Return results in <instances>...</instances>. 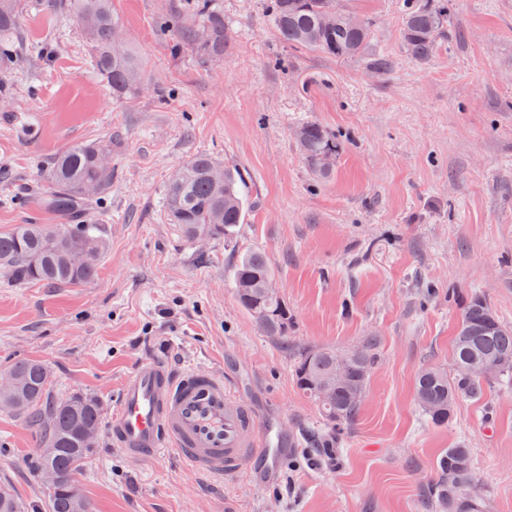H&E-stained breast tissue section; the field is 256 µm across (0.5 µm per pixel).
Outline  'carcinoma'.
Listing matches in <instances>:
<instances>
[{"label":"carcinoma","mask_w":512,"mask_h":512,"mask_svg":"<svg viewBox=\"0 0 512 512\" xmlns=\"http://www.w3.org/2000/svg\"><path fill=\"white\" fill-rule=\"evenodd\" d=\"M49 11L67 6L85 30L91 47L93 68L112 88V94L126 97L139 85L133 55L123 48L118 19L112 15L111 0H43ZM453 0H405L402 38L407 54L422 63L430 61L438 42L448 33ZM265 10L280 38L290 46L321 52L336 59L361 58L367 68L383 75L392 60L373 48L371 25H355L357 14L336 0H266ZM326 15L336 16L334 24L323 23ZM20 0H0V83L24 58ZM170 49L177 53L193 37L200 50L211 58L224 57L228 28L218 0H184L172 21ZM298 144L312 174L328 177L332 169L325 157L338 151L336 134L322 124L310 121L300 128ZM104 143H76L52 157L46 169L49 187L31 189L29 199L41 210L58 216L60 224H18L0 233V271L15 282H37L50 288L78 287L95 278L98 264L76 265L72 254L86 247L105 250L104 240L89 218V205L112 191V161ZM221 161L210 154H193L169 179L165 210L183 236L224 237L231 240L244 222L247 206L242 172L224 166V184L214 181V169ZM239 305L253 318L261 332L288 343V304L282 296L265 293L273 280L265 256L257 251L241 255L233 272ZM378 342L371 337L362 352L333 348L303 349L294 364L295 380L302 393L315 402L324 420L336 424L351 421L357 414L371 369L376 362ZM347 357L351 379L325 396L319 382L336 363ZM454 374L427 366L416 378L415 397L425 419L444 426L454 414L459 400H480L492 381L512 380V327L475 294L464 304L454 336ZM493 362L495 368L478 374L472 366ZM47 366L22 359L7 371L24 386L27 394L19 403L0 402V407L44 429L35 459L41 471L51 470L57 481L49 486L50 512H93L90 501L79 487L75 474L84 465L90 449L82 435L100 433L103 417L100 404L88 396L56 398L48 390ZM441 481L435 491L438 512H483L484 497L474 490L476 474L470 449L448 448L439 459ZM0 512H22L11 488L0 486Z\"/></svg>","instance_id":"obj_1"}]
</instances>
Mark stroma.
<instances>
[{
	"label": "stroma",
	"instance_id": "1",
	"mask_svg": "<svg viewBox=\"0 0 512 512\" xmlns=\"http://www.w3.org/2000/svg\"><path fill=\"white\" fill-rule=\"evenodd\" d=\"M403 0H353L372 24L386 75L363 61L288 46L265 0H219L231 39L215 60L194 43L171 54L166 19L181 0H112L140 84L112 94L71 13L21 0L29 51L0 102V232L50 224L27 190L79 142L112 157V192L92 221L108 243L77 288L0 276V372L44 362L52 394L86 395L111 418L143 361L222 372L259 415L296 441L274 475H193L173 455L135 461L100 432L76 480L95 512H436L445 449L470 448L478 490L512 512V383L460 400L448 425L425 421L419 370L453 372L464 300L483 296L512 326V0H456L448 36L420 64L403 46ZM334 131L331 177L316 179L296 132ZM209 153L239 168L248 210L235 243L186 241L167 221L171 173ZM263 253L288 304L290 342L263 335L238 304L233 268ZM378 340L360 408L323 421L299 391V350ZM40 431L0 411V484L48 512L32 456Z\"/></svg>",
	"mask_w": 512,
	"mask_h": 512
}]
</instances>
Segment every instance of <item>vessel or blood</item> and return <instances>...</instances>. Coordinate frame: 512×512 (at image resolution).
Wrapping results in <instances>:
<instances>
[{"mask_svg": "<svg viewBox=\"0 0 512 512\" xmlns=\"http://www.w3.org/2000/svg\"><path fill=\"white\" fill-rule=\"evenodd\" d=\"M109 436L132 457L170 452L191 471L223 480L239 476L242 459L265 463L292 444L275 420L259 418L223 374L175 373L159 359L137 366L125 380Z\"/></svg>", "mask_w": 512, "mask_h": 512, "instance_id": "obj_1", "label": "vessel or blood"}]
</instances>
